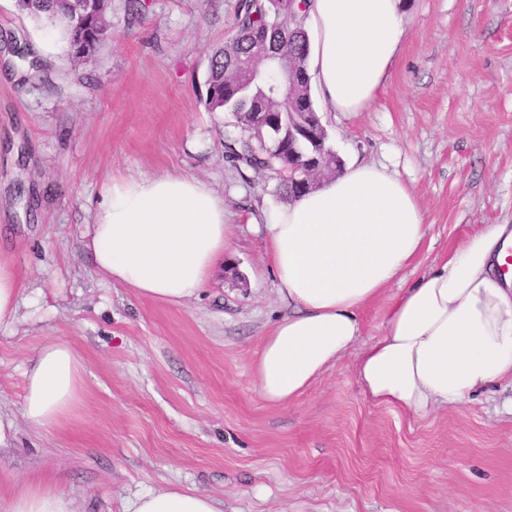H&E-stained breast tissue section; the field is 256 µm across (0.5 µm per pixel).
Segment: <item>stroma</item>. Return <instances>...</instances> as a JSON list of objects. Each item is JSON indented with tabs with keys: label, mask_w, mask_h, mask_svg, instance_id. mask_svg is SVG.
<instances>
[{
	"label": "stroma",
	"mask_w": 512,
	"mask_h": 512,
	"mask_svg": "<svg viewBox=\"0 0 512 512\" xmlns=\"http://www.w3.org/2000/svg\"><path fill=\"white\" fill-rule=\"evenodd\" d=\"M407 35L362 112L320 108L343 164L386 166L427 216L414 280L483 224H512V0H405ZM237 0H109L112 38L71 62L0 0V251L21 286L0 330V512L48 485L73 512L141 493H208L222 512H512V380L424 419L364 400L349 352L294 403L260 397L254 360L288 303L267 263V173L235 169L200 99ZM18 44L38 70L11 55ZM190 175L224 201V262L165 305L109 283L81 242L112 177ZM53 340L86 372L61 426L22 417L25 370Z\"/></svg>",
	"instance_id": "1"
}]
</instances>
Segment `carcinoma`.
<instances>
[{"label": "carcinoma", "instance_id": "1", "mask_svg": "<svg viewBox=\"0 0 512 512\" xmlns=\"http://www.w3.org/2000/svg\"><path fill=\"white\" fill-rule=\"evenodd\" d=\"M19 10L38 22L62 30L68 55L82 61L109 37L106 11L90 21L91 39L78 38L77 27L68 22L75 3L71 0H16ZM307 0H294L292 10L299 23L280 24L284 5L276 0H239L236 26L224 47L210 60L204 107L213 114L229 112L233 121L224 124L225 158L237 169L267 171L280 178L279 192L296 199L288 167L315 153V144L300 141L288 157V117L279 101L286 92L282 80L271 76L275 66L270 55H291L301 72L306 71L308 36L302 25Z\"/></svg>", "mask_w": 512, "mask_h": 512}]
</instances>
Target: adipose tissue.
I'll list each match as a JSON object with an SVG mask.
<instances>
[{"mask_svg":"<svg viewBox=\"0 0 512 512\" xmlns=\"http://www.w3.org/2000/svg\"><path fill=\"white\" fill-rule=\"evenodd\" d=\"M311 86L334 112L375 99L405 38L402 0H309ZM427 218L385 167L348 164L266 219L270 269L292 307L265 336L253 375L266 402L285 405L337 366L361 334L359 315L400 283L380 336L360 352L363 398L415 418L512 379V226L486 224L414 281ZM224 202L195 178L111 180L83 247L110 282L159 303L197 298L224 259ZM85 364L66 341L42 346L25 371L31 429L61 425L81 401ZM6 512H71L51 489L21 491ZM130 512H220L209 494L174 487L139 495Z\"/></svg>","mask_w":512,"mask_h":512,"instance_id":"adipose-tissue-1","label":"adipose tissue"}]
</instances>
